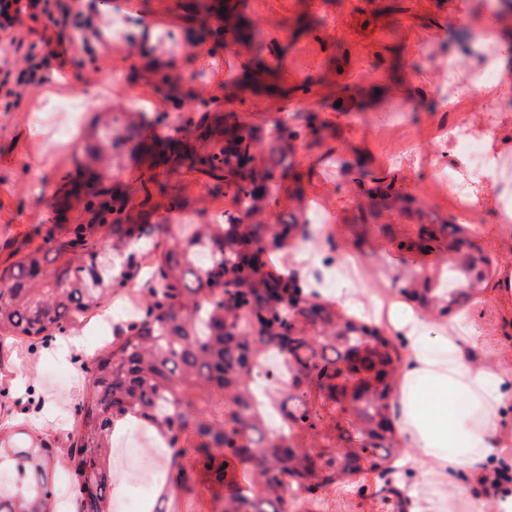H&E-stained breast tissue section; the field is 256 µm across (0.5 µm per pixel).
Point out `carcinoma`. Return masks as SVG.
Masks as SVG:
<instances>
[{
	"instance_id": "carcinoma-1",
	"label": "carcinoma",
	"mask_w": 512,
	"mask_h": 512,
	"mask_svg": "<svg viewBox=\"0 0 512 512\" xmlns=\"http://www.w3.org/2000/svg\"><path fill=\"white\" fill-rule=\"evenodd\" d=\"M202 124L182 123L180 137L160 160L165 174L185 168L234 187L248 199L240 216L207 224H131V197L146 182L160 194L167 183L153 174L123 194L92 187L86 209L92 222L112 225V242L90 240L79 224L56 246L30 250L0 275V333L48 338L87 312L104 306L128 285L147 280L131 319L116 330L112 350L95 359L79 404L80 425L71 453L73 474L95 472L96 484L80 512H112V450L134 422L151 429L168 452V476L150 512H164L166 489L193 491L196 480L179 465L184 435L197 439L204 468L224 481V512H288V490L305 488L309 512H326L336 488L349 485L364 464L384 479L375 491L384 512H406L400 492L385 480L404 452L391 419V397L400 356L375 324L344 319L290 274L265 270L264 256L288 250L306 237L303 224H249L260 199L255 172L241 170L253 138L237 132L216 151L200 152ZM471 289L427 276L399 293L424 309L448 314ZM278 353L288 382L302 397L315 392L321 409L302 400L282 413L278 430L267 428L256 407L253 368ZM358 375L349 412L351 429L337 428V443L307 448L301 435H320L336 420L347 388L336 384L338 363ZM213 390L224 401V423L198 414L196 394ZM56 457L38 435H0V512H56L47 496Z\"/></svg>"
}]
</instances>
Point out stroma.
Here are the masks:
<instances>
[{
    "instance_id": "obj_1",
    "label": "stroma",
    "mask_w": 512,
    "mask_h": 512,
    "mask_svg": "<svg viewBox=\"0 0 512 512\" xmlns=\"http://www.w3.org/2000/svg\"><path fill=\"white\" fill-rule=\"evenodd\" d=\"M512 7L490 11L481 0H84L86 42H74L63 60H50L51 77L29 86L19 107L0 106V270L18 261L46 237L64 241L86 224L93 240L112 235L95 224L65 186L79 165L100 173L102 186L124 192L146 172L148 151L170 135L173 114L220 129L238 124L255 132L251 168L268 165V145L286 160L273 190L259 200L266 224H307L312 203L324 221L318 255L335 253L364 263L366 299L379 291L398 296L403 279L448 277V252L408 250L422 232L449 241V227L480 247L490 274L477 301L467 302L489 337L501 336L512 298L498 281L512 272V236L492 239L498 203L479 209L480 223L459 216L458 195L438 181L439 168H463L466 157L443 152L448 114V48L481 30L497 43ZM205 28L221 37L202 38ZM99 89L109 112L128 111L133 97L150 100L156 122L140 126L112 161H92L99 115L86 110L77 142L66 145L38 136L31 112ZM505 136L498 141L500 174L512 182V67L496 88ZM287 111L276 130L272 117ZM39 174L44 196L29 190ZM197 172L175 176L167 195L138 193L130 215L137 224H204L234 213L231 189ZM183 208L171 207L172 198ZM85 351L61 359L56 340L0 341V426L8 424L47 437L62 461L53 493L60 512H75V478L66 459L76 432V406L88 380L84 367L97 355L101 336L77 328ZM222 486L199 479L193 493L171 491L167 512H214Z\"/></svg>"
}]
</instances>
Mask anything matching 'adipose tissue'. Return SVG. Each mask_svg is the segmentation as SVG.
<instances>
[{"mask_svg":"<svg viewBox=\"0 0 512 512\" xmlns=\"http://www.w3.org/2000/svg\"><path fill=\"white\" fill-rule=\"evenodd\" d=\"M391 327L413 351L392 398L407 451L395 479L409 488L407 512H436L441 487H450L453 497L470 498L479 482L493 479L503 461L512 459V368L464 360L469 350L511 353L512 337L489 338L466 315L435 336L411 312ZM427 345L447 351V368L422 354ZM420 377L429 379L430 388L417 397L411 387Z\"/></svg>","mask_w":512,"mask_h":512,"instance_id":"obj_1","label":"adipose tissue"}]
</instances>
